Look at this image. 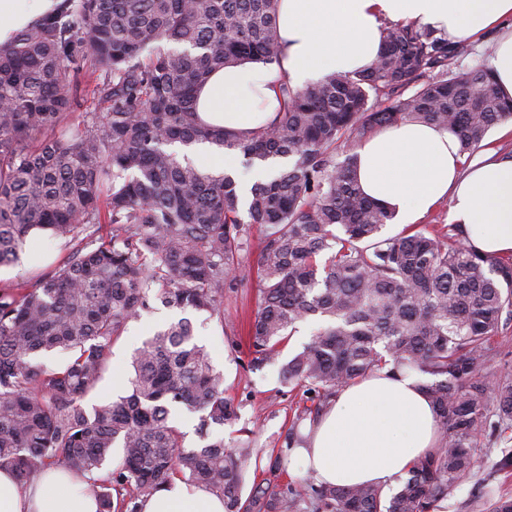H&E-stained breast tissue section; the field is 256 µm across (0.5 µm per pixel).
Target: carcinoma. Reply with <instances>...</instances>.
I'll return each mask as SVG.
<instances>
[{"mask_svg":"<svg viewBox=\"0 0 512 512\" xmlns=\"http://www.w3.org/2000/svg\"><path fill=\"white\" fill-rule=\"evenodd\" d=\"M468 52L429 26H386L368 68L283 83L285 111L241 138L201 124L195 97L228 65L279 63L276 0H61L0 45V267L20 261L36 230L66 251L51 270L0 285V469L23 485L51 468L89 474L99 512H141L175 479L223 499L224 512H440L473 478L480 437L504 445L496 471L512 472V379L487 376L502 320H512V259L479 253L457 224L383 236L394 214L355 174L356 148L383 126L434 125L471 154L512 120L487 64L455 70ZM72 72L93 79L97 110L81 111ZM198 142L252 162L293 159L247 203L262 235L252 369L320 319L279 372L308 404L247 493L260 450L250 438L224 441L241 403L224 395V373L185 313L224 324V288L244 266L250 231L234 180L169 149ZM157 303L183 317L135 352L127 395L88 406L113 341ZM52 352L64 360L38 363ZM388 365L417 377L438 448L387 493L281 482L306 443L303 421ZM180 412L196 418L193 446Z\"/></svg>","mask_w":512,"mask_h":512,"instance_id":"obj_1","label":"carcinoma"}]
</instances>
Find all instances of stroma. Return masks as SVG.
Returning <instances> with one entry per match:
<instances>
[{
  "mask_svg": "<svg viewBox=\"0 0 512 512\" xmlns=\"http://www.w3.org/2000/svg\"><path fill=\"white\" fill-rule=\"evenodd\" d=\"M61 256L57 243L48 239L35 242L27 247L24 261L0 268V280L26 278L48 269ZM257 257V252H250L231 288L225 289L223 324L206 321L200 315L194 316L193 322L199 342L207 347L214 366L225 374L227 396L242 403L239 419L224 428L225 440L236 439L241 431L247 430L252 432L256 446L268 452L277 447L280 435L290 425L305 395L302 389L280 384L279 364L270 363L258 371L248 368L247 326L258 302ZM175 316V311L160 306L129 323L112 345L110 368L92 396V403L106 402L125 393L133 354L147 337ZM499 453L495 447L482 455L476 477L444 501L442 512H476L477 503L484 500L489 488L498 493L512 492V477L503 478L493 469Z\"/></svg>",
  "mask_w": 512,
  "mask_h": 512,
  "instance_id": "stroma-1",
  "label": "stroma"
}]
</instances>
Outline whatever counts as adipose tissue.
Instances as JSON below:
<instances>
[{"label":"adipose tissue","mask_w":512,"mask_h":512,"mask_svg":"<svg viewBox=\"0 0 512 512\" xmlns=\"http://www.w3.org/2000/svg\"><path fill=\"white\" fill-rule=\"evenodd\" d=\"M57 0H0V45L51 11ZM282 42L279 64L243 63L210 74L196 107L209 125L246 135L272 122L284 107L281 82L294 88L376 59L384 21L417 22L454 42H475L496 31L490 67L512 97V0H277ZM358 183L403 223L448 202V221L461 225L477 251L512 255V157L460 154L447 130L411 121L386 126L357 150ZM294 458L315 482L392 485L396 475L436 448L434 409L404 371L382 370L343 388L314 424ZM83 477L52 470L29 485L0 469V512H97ZM142 512H224V503L181 481L157 491Z\"/></svg>","instance_id":"obj_1"}]
</instances>
